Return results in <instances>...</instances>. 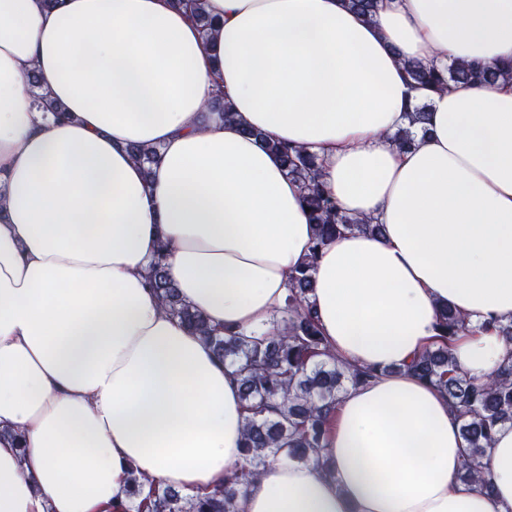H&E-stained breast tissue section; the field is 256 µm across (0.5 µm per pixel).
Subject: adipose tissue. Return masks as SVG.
I'll return each mask as SVG.
<instances>
[{
  "mask_svg": "<svg viewBox=\"0 0 512 512\" xmlns=\"http://www.w3.org/2000/svg\"><path fill=\"white\" fill-rule=\"evenodd\" d=\"M206 9L208 43L169 0H0V512H109L129 468L196 494L243 464L231 367L147 286L162 245L181 298L247 335L314 257L322 336L377 371L342 395L326 465L271 462L240 512H512V425L477 490L458 411L405 371L446 305L471 380L512 355V81L430 95L425 135L391 140L422 98L404 62H512V0H377L369 20L343 0ZM33 73L65 119L37 107ZM266 137L314 154L380 232L314 249ZM134 145L160 147L151 171Z\"/></svg>",
  "mask_w": 512,
  "mask_h": 512,
  "instance_id": "obj_1",
  "label": "adipose tissue"
}]
</instances>
